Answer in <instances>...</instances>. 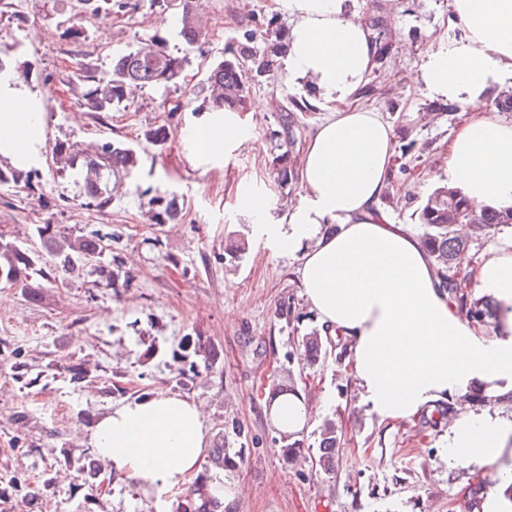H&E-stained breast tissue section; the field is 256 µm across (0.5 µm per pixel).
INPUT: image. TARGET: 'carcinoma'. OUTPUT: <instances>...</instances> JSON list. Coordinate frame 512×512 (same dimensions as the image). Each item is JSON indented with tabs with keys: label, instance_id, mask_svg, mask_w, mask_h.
<instances>
[{
	"label": "carcinoma",
	"instance_id": "1",
	"mask_svg": "<svg viewBox=\"0 0 512 512\" xmlns=\"http://www.w3.org/2000/svg\"><path fill=\"white\" fill-rule=\"evenodd\" d=\"M81 9L93 17L108 18L112 8L127 7V3L113 4L112 0H79ZM201 0H181L179 37L186 48L197 45L203 36ZM259 28L246 29L224 45L222 58L210 71L208 83L211 97L207 105L215 110L233 107L243 110L250 96L251 87L263 77L271 76L278 59L286 53L287 35L279 29L265 28L262 39H257ZM183 59L169 54L163 39L154 37L137 47L112 57L110 67L98 74L96 69L81 65L79 79L90 84L84 95V105L94 112L119 111L126 100L127 89L132 84L141 86L169 85L178 82ZM281 131L276 137L292 145L296 142L295 120L292 114L280 116ZM58 157L73 164L81 157L78 146L68 141L56 144ZM288 151L273 157L272 166L281 187L297 179L289 164ZM138 151L126 144L107 142L93 156L85 157V195L103 208L110 199L102 188L104 173H129L139 164ZM29 174L14 168H0V183H12L26 190L30 188ZM423 234L421 243L436 264L440 285L452 297L459 294L457 263L467 246L466 240L458 237L459 224L481 223L498 229L512 227V209L478 211L462 194L446 186L436 187L427 197L418 213ZM45 250L53 257V264L36 268V260L27 250L12 242H0V284L8 287L30 288V273L49 281L63 271L72 274L79 270L77 261L101 257L104 246L100 240L78 236L74 239H59L52 233L51 225L39 227ZM301 356L305 361H315L322 351V340L318 331H312L302 340ZM340 439L336 422L327 419L319 428V465L325 472L334 467L336 448Z\"/></svg>",
	"mask_w": 512,
	"mask_h": 512
}]
</instances>
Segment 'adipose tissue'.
I'll return each instance as SVG.
<instances>
[{
  "mask_svg": "<svg viewBox=\"0 0 512 512\" xmlns=\"http://www.w3.org/2000/svg\"><path fill=\"white\" fill-rule=\"evenodd\" d=\"M294 25L284 67L331 108L302 150L300 203L282 219L270 214L265 190L241 183L236 201L273 251L300 255L305 297L322 325L352 342V370L379 417L407 420L438 400L458 403L448 428V462L486 463L512 453V420L461 404L473 387L512 392V239L475 262L477 286L495 304L485 334L438 285L435 265L403 225L379 208L389 187L395 134L373 108L351 99L371 74L376 47L347 0H287ZM461 40L439 38L420 69L432 96L462 104L468 119L448 146V181L477 208L512 207V122L490 114L484 93L512 78V0H449ZM0 158L18 169L42 160V115L12 72H0ZM252 115L233 109L202 113L185 138L197 165L228 163L254 144ZM327 224L335 233H324ZM281 435L312 418L304 397L276 394L265 406ZM88 441L111 464L175 512L201 466L210 429L201 402L155 392L99 417Z\"/></svg>",
  "mask_w": 512,
  "mask_h": 512,
  "instance_id": "obj_1",
  "label": "adipose tissue"
}]
</instances>
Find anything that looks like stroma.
I'll use <instances>...</instances> for the list:
<instances>
[{"label":"stroma","instance_id":"obj_1","mask_svg":"<svg viewBox=\"0 0 512 512\" xmlns=\"http://www.w3.org/2000/svg\"><path fill=\"white\" fill-rule=\"evenodd\" d=\"M111 18L79 13L75 0H0V52L40 102L43 160L31 188L0 184V240L50 264L38 234L98 235L122 283L107 286L91 273L41 282L37 300L23 289L0 287V348L17 352L32 384L0 365V512H157L152 498L129 479H115L86 436L97 419L125 401L167 390L202 402L212 444H223L235 467L204 459L193 483L225 476L240 488L235 512H473L475 489L503 493L500 462L444 461L453 400L408 420H381L362 400L352 376L350 340L323 339L313 363L301 360L304 335L321 329L304 297L298 256L275 253L253 234L236 207L235 191L248 178L270 188L272 213L282 216L302 197L300 185L280 187L271 165L282 114L297 113L305 144L327 112L310 89L293 86L285 69L251 88L256 147L241 148L221 168L202 171L184 143L186 128L207 100V73L226 40L256 21L289 31L286 5L272 0H203L204 35L185 51L176 20L179 0H130ZM366 24L381 22L385 56L360 87V103L376 108L393 128L396 156L391 188L380 208L421 235L418 212L447 176L448 146L467 115L432 97L419 71L435 36L462 38L449 21L448 0H348ZM78 26L83 36L67 30ZM186 56L181 79L169 87H134L121 112H92L76 62L108 69L115 54L154 35ZM295 112V111H294ZM166 126L165 145L145 140ZM77 143L94 155L106 142L139 150L130 174L107 175L111 202L90 206L57 142ZM175 199L177 218L155 223L151 197ZM201 337L200 353L185 349ZM85 376L76 379L71 367ZM304 394L314 420L300 433V454L288 462L282 440L264 412L275 392ZM335 420L340 444L331 472L318 466V430Z\"/></svg>","mask_w":512,"mask_h":512}]
</instances>
